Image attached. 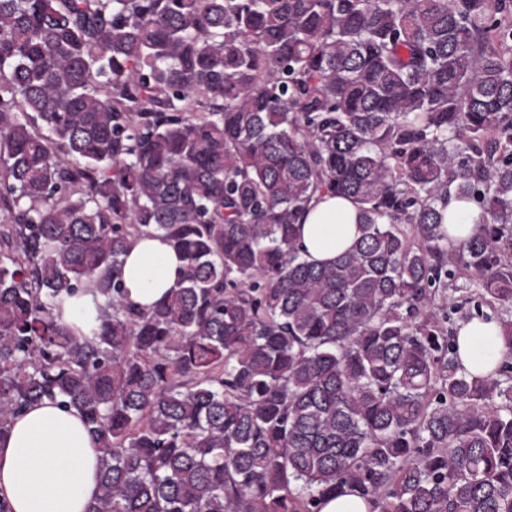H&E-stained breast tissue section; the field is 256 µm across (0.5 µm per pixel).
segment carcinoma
<instances>
[{"label":"carcinoma","instance_id":"carcinoma-1","mask_svg":"<svg viewBox=\"0 0 512 512\" xmlns=\"http://www.w3.org/2000/svg\"><path fill=\"white\" fill-rule=\"evenodd\" d=\"M318 191L360 237L308 261ZM481 211L448 247L450 196ZM187 261L149 311L132 240ZM92 282L78 341L63 294ZM512 0H0V435L102 449L88 512H512ZM92 289L85 288L71 297L64 296L62 321L74 328L79 340L92 336L98 326V307L104 303L101 295L90 292ZM460 321L457 319L456 327ZM456 340L460 365L474 375H489L506 354L499 324L494 319L488 322L481 319L462 321ZM371 510V505L350 490L323 500L321 508V512H370Z\"/></svg>","mask_w":512,"mask_h":512}]
</instances>
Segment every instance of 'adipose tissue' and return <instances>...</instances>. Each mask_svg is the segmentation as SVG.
<instances>
[{"instance_id":"adipose-tissue-1","label":"adipose tissue","mask_w":512,"mask_h":512,"mask_svg":"<svg viewBox=\"0 0 512 512\" xmlns=\"http://www.w3.org/2000/svg\"><path fill=\"white\" fill-rule=\"evenodd\" d=\"M307 258L327 263L359 238L358 209L348 198L317 193L301 219ZM185 259L165 240L139 237L124 258V299L149 310L174 288ZM104 299L84 289L63 300L64 323L77 338L97 328ZM456 340L459 362L469 373L486 376L506 354L497 321L461 322ZM101 451L75 408L44 400L11 419L0 439V491L13 512H86L99 493Z\"/></svg>"}]
</instances>
